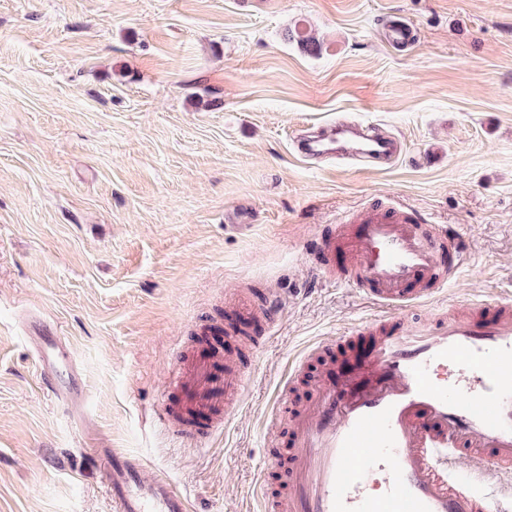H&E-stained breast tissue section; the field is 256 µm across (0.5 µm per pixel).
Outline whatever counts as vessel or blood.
Returning a JSON list of instances; mask_svg holds the SVG:
<instances>
[{
    "label": "vessel or blood",
    "mask_w": 512,
    "mask_h": 512,
    "mask_svg": "<svg viewBox=\"0 0 512 512\" xmlns=\"http://www.w3.org/2000/svg\"><path fill=\"white\" fill-rule=\"evenodd\" d=\"M394 47L415 41L403 19L385 25ZM302 157L331 155L369 168L394 161L399 142L339 123L305 135ZM353 232L324 229L310 253L327 277L344 246L353 282L383 315L352 335L327 337L308 357H337L315 398L295 413L283 473L285 501L264 500V512H507L512 503V297L473 304L467 314L442 312L427 322L407 309L438 293L466 252L446 229L420 232L408 211L389 202L361 209ZM199 326L171 368L162 427L178 439L207 441L219 416H232L246 385L245 364L225 360ZM55 396L79 404L83 391L73 353L61 337L34 328L28 338ZM110 471L113 512H191L187 495L163 476L146 478L141 458L102 449ZM473 468L462 472L461 460Z\"/></svg>",
    "instance_id": "b4317fda"
}]
</instances>
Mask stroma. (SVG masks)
Listing matches in <instances>:
<instances>
[{"mask_svg":"<svg viewBox=\"0 0 512 512\" xmlns=\"http://www.w3.org/2000/svg\"><path fill=\"white\" fill-rule=\"evenodd\" d=\"M393 14L415 46L383 41ZM340 119L400 156L299 157ZM377 199L469 242L420 314L512 291V0H0V512H112L96 448L165 472L194 512H262L284 489L270 451L324 373L305 351L380 312L308 253ZM271 293L234 417L175 439L155 415L180 343L204 322L258 331L234 300ZM33 317L70 345L81 407L41 378Z\"/></svg>","mask_w":512,"mask_h":512,"instance_id":"obj_1","label":"stroma"}]
</instances>
